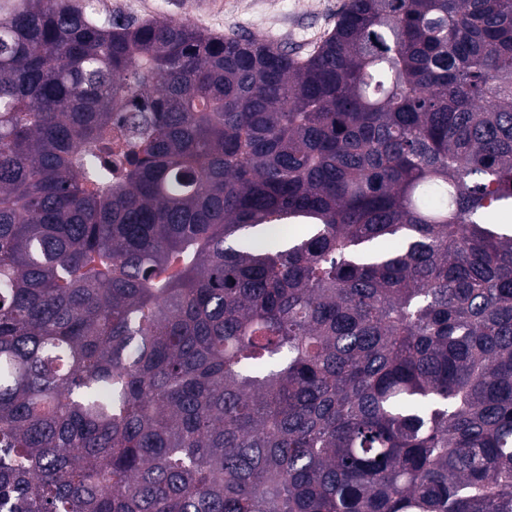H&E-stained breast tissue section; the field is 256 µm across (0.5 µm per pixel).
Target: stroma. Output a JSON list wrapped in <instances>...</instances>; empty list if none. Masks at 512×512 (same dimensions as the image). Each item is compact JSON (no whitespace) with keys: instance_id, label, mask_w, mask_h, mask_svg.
<instances>
[{"instance_id":"obj_1","label":"stroma","mask_w":512,"mask_h":512,"mask_svg":"<svg viewBox=\"0 0 512 512\" xmlns=\"http://www.w3.org/2000/svg\"><path fill=\"white\" fill-rule=\"evenodd\" d=\"M102 15L118 10L133 17L187 20L226 36L271 34L296 55L310 54L336 26L346 0H218L198 12L195 0H102Z\"/></svg>"}]
</instances>
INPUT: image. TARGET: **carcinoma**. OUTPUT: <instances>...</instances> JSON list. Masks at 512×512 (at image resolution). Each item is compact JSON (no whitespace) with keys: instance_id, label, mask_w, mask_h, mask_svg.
I'll return each instance as SVG.
<instances>
[{"instance_id":"1","label":"carcinoma","mask_w":512,"mask_h":512,"mask_svg":"<svg viewBox=\"0 0 512 512\" xmlns=\"http://www.w3.org/2000/svg\"><path fill=\"white\" fill-rule=\"evenodd\" d=\"M505 214L512 0H348L304 58L20 0L0 512H512Z\"/></svg>"}]
</instances>
